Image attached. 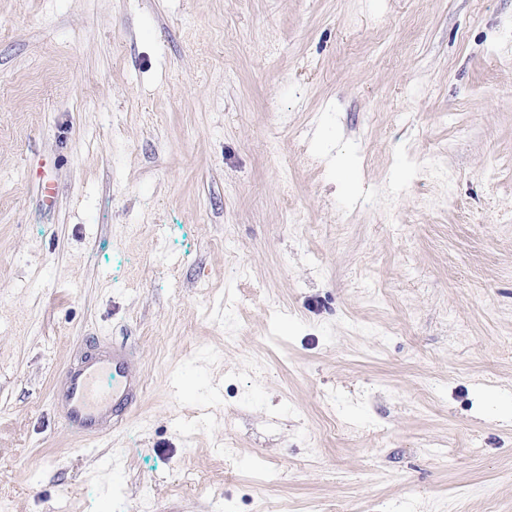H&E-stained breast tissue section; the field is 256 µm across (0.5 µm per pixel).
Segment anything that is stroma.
<instances>
[{
  "instance_id": "obj_1",
  "label": "stroma",
  "mask_w": 512,
  "mask_h": 512,
  "mask_svg": "<svg viewBox=\"0 0 512 512\" xmlns=\"http://www.w3.org/2000/svg\"><path fill=\"white\" fill-rule=\"evenodd\" d=\"M0 512H512V0H0ZM112 375L116 382L101 388L100 380ZM142 389L130 353L98 341L88 347L84 357L61 371L52 408L70 436L94 440L112 434L132 410Z\"/></svg>"
}]
</instances>
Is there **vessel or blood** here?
Segmentation results:
<instances>
[{
	"instance_id": "vessel-or-blood-1",
	"label": "vessel or blood",
	"mask_w": 512,
	"mask_h": 512,
	"mask_svg": "<svg viewBox=\"0 0 512 512\" xmlns=\"http://www.w3.org/2000/svg\"><path fill=\"white\" fill-rule=\"evenodd\" d=\"M113 377L101 387L103 377ZM142 391V381L128 351L99 341L84 357L67 365L52 397L53 411L72 437L94 440L112 433L132 410Z\"/></svg>"
}]
</instances>
